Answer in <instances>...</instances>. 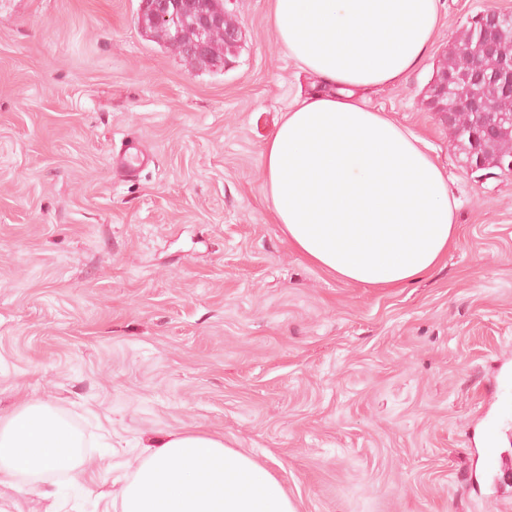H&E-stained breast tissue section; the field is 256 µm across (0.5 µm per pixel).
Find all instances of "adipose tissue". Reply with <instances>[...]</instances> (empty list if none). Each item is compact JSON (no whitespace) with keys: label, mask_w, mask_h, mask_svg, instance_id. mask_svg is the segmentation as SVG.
Segmentation results:
<instances>
[{"label":"adipose tissue","mask_w":512,"mask_h":512,"mask_svg":"<svg viewBox=\"0 0 512 512\" xmlns=\"http://www.w3.org/2000/svg\"><path fill=\"white\" fill-rule=\"evenodd\" d=\"M439 0H272L271 25L322 92L289 104L262 153L275 223L309 264L349 283L406 286L457 239V201L424 141L370 107L437 31ZM84 442L49 405L0 420V483L78 476ZM120 512H296L283 484L223 437L183 431L144 449Z\"/></svg>","instance_id":"adipose-tissue-1"}]
</instances>
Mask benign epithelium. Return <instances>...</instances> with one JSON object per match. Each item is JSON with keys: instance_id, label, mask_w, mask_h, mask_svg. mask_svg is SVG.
Listing matches in <instances>:
<instances>
[{"instance_id": "7a95c632", "label": "benign epithelium", "mask_w": 512, "mask_h": 512, "mask_svg": "<svg viewBox=\"0 0 512 512\" xmlns=\"http://www.w3.org/2000/svg\"><path fill=\"white\" fill-rule=\"evenodd\" d=\"M197 2L198 0H139V15H147L155 20H165L173 28L178 27L179 21L186 15L194 16L198 38L188 46V50L201 64L209 67L211 59L205 35L224 24V14L201 11L197 9ZM501 16L502 13L499 11L488 9L475 18V22L482 30L480 59L481 63L489 64L498 71L512 75V57L501 56L496 39Z\"/></svg>"}]
</instances>
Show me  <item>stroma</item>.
Listing matches in <instances>:
<instances>
[{
  "instance_id": "stroma-1",
  "label": "stroma",
  "mask_w": 512,
  "mask_h": 512,
  "mask_svg": "<svg viewBox=\"0 0 512 512\" xmlns=\"http://www.w3.org/2000/svg\"><path fill=\"white\" fill-rule=\"evenodd\" d=\"M225 6L241 40L203 71L139 0H0V419L47 403L86 459L0 486V512H120L144 445L182 430L252 455L298 512H512L483 444L512 459V174H472L424 101L472 17L512 0H440L416 69L368 95L460 201L456 245L403 288L338 280L273 224L262 152L314 80L269 0ZM131 137L150 161L125 177Z\"/></svg>"
}]
</instances>
